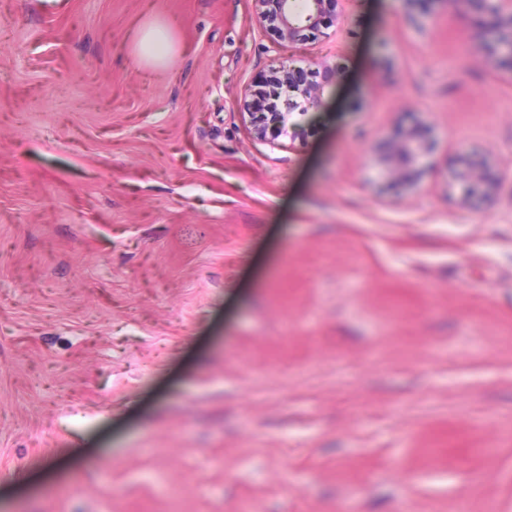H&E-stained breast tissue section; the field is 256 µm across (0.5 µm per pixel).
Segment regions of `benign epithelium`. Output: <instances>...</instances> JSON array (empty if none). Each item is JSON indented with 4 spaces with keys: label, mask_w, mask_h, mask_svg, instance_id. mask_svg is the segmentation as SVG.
<instances>
[{
    "label": "benign epithelium",
    "mask_w": 512,
    "mask_h": 512,
    "mask_svg": "<svg viewBox=\"0 0 512 512\" xmlns=\"http://www.w3.org/2000/svg\"><path fill=\"white\" fill-rule=\"evenodd\" d=\"M253 2L257 22L275 29L282 42L295 44L303 40L304 31L317 30L333 18L331 6L336 0H310L303 18L296 13L295 0ZM468 5L477 14L493 17L495 25L480 41L478 51L502 76L512 80V0H468ZM335 80V68L325 61L315 63L313 68L296 66L292 58L281 62L270 76L269 89L245 91L254 137L269 143L282 135L297 138L300 130L290 122L291 115L297 109L318 105L325 89ZM434 149L426 126L416 124L400 131L376 150V162L383 170L380 187L402 194L413 191L431 169L424 160ZM454 179L462 202L469 207L491 199L499 189L493 159L477 149L458 157Z\"/></svg>",
    "instance_id": "7a95c632"
}]
</instances>
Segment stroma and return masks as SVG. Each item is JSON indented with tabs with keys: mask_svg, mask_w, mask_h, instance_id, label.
<instances>
[{
	"mask_svg": "<svg viewBox=\"0 0 512 512\" xmlns=\"http://www.w3.org/2000/svg\"><path fill=\"white\" fill-rule=\"evenodd\" d=\"M335 12L282 47L253 0H0V512H512V81L467 6ZM288 56L337 79L254 140ZM418 117L436 171L378 194ZM174 45L168 29L162 25H150L144 29L139 39V52L144 59L164 60ZM454 179L461 190L462 202L469 207L491 199L500 185L493 159L477 149L458 157Z\"/></svg>",
	"mask_w": 512,
	"mask_h": 512,
	"instance_id": "obj_1",
	"label": "stroma"
}]
</instances>
